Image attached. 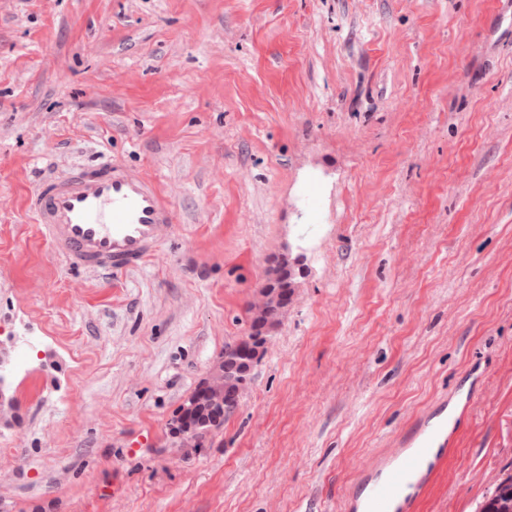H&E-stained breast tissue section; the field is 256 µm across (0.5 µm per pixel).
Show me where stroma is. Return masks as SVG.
Masks as SVG:
<instances>
[{
	"mask_svg": "<svg viewBox=\"0 0 512 512\" xmlns=\"http://www.w3.org/2000/svg\"><path fill=\"white\" fill-rule=\"evenodd\" d=\"M104 154L178 216L107 279L27 210ZM285 253L237 411L178 447ZM0 345V512H341L477 378L419 512H478L512 475V0H0Z\"/></svg>",
	"mask_w": 512,
	"mask_h": 512,
	"instance_id": "stroma-1",
	"label": "stroma"
}]
</instances>
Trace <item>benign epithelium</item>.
Wrapping results in <instances>:
<instances>
[{
	"label": "benign epithelium",
	"instance_id": "7a95c632",
	"mask_svg": "<svg viewBox=\"0 0 512 512\" xmlns=\"http://www.w3.org/2000/svg\"><path fill=\"white\" fill-rule=\"evenodd\" d=\"M292 263L286 256L267 273L261 301L252 311L253 331L247 340L224 351V360L188 401L187 424L176 433L189 442L218 426L237 409L258 353L265 348L292 297Z\"/></svg>",
	"mask_w": 512,
	"mask_h": 512
}]
</instances>
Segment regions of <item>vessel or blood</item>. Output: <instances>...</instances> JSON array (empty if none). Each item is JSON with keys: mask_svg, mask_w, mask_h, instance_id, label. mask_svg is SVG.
Segmentation results:
<instances>
[{"mask_svg": "<svg viewBox=\"0 0 512 512\" xmlns=\"http://www.w3.org/2000/svg\"><path fill=\"white\" fill-rule=\"evenodd\" d=\"M50 252L70 269L112 275L141 269L176 222L171 202L140 168L101 156L40 181L27 199ZM475 388L418 414L350 483L343 512H415L448 458Z\"/></svg>", "mask_w": 512, "mask_h": 512, "instance_id": "obj_1", "label": "vessel or blood"}]
</instances>
